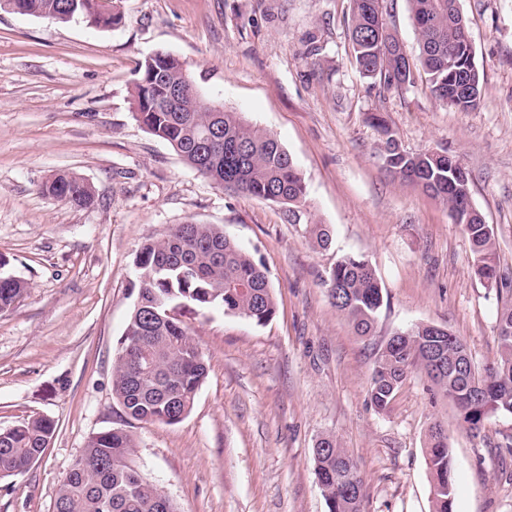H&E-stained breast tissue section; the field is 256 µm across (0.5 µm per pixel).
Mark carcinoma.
<instances>
[{"mask_svg":"<svg viewBox=\"0 0 512 512\" xmlns=\"http://www.w3.org/2000/svg\"><path fill=\"white\" fill-rule=\"evenodd\" d=\"M7 2L11 12L21 15L59 22L83 16L100 25L82 8L72 9L80 0ZM409 3L418 40L413 65L402 56L387 58L381 48L377 29L389 16L387 0H353L349 38L360 73L388 89H401L423 77L436 100L461 110L477 108L483 75L474 68L475 50L457 0ZM185 73L183 63L169 52L146 58L134 86L136 119L218 187L280 203L296 215L307 201L302 174L274 136L245 123L239 113L223 112L219 123L224 143L204 161L203 142L217 122L201 96L187 90ZM461 81L472 83L474 95L457 92ZM372 125L387 134L382 140L383 159L389 160L393 176L421 188L454 215L461 202L448 192V157L430 151L405 152L383 118H373ZM57 181V186L44 184L43 193L78 208L95 203V187L83 178L59 173ZM462 229L474 255L475 276L496 287L502 302L497 314L499 360L481 373L459 337L450 332L436 337L430 325L419 324L393 334L380 347L368 397L375 410H386L411 370L417 369L436 393L454 404L461 425L477 438L491 416H512V279L497 264L495 230L484 223L482 214L475 212ZM309 233L319 248L331 244L328 225L312 224ZM134 265L136 299L113 366L112 397L130 419L175 425L192 411L208 368L182 320L156 318L153 312L186 304L199 310L221 308L226 314L264 324L276 314V299L266 270L219 224H178L164 238L145 242ZM327 285L332 304L355 334L373 335L384 302L375 269L363 259L345 257L331 268ZM26 291L24 280L0 268V311ZM55 432V422L47 417L0 429V479L26 471L31 460L42 457ZM136 451L135 438L123 428L89 436L60 486L55 512H179L171 498L161 496L154 481L135 477ZM313 461L328 512H362L363 478L335 436L316 441ZM426 461L433 512H454L452 454L440 421L429 428Z\"/></svg>","mask_w":512,"mask_h":512,"instance_id":"carcinoma-1","label":"carcinoma"}]
</instances>
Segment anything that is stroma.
<instances>
[{"mask_svg":"<svg viewBox=\"0 0 512 512\" xmlns=\"http://www.w3.org/2000/svg\"><path fill=\"white\" fill-rule=\"evenodd\" d=\"M458 3L484 75L483 102L469 111L437 101L422 80L396 90L363 77L351 0H121L113 30L0 10V257L28 284L0 312V428L57 423L41 459L0 481V512H52L87 437L121 426L180 512H327L312 460L326 434L364 476V512H432L425 444L438 419L454 512H512V457L496 451L512 440L511 416L471 437L416 371L385 411L367 396L380 345L418 324L459 336L478 367L500 356V304L473 273L461 225L390 176L370 123L382 114L406 151L461 163L512 273V0ZM158 50L280 141L307 185L299 222L278 203L216 187L136 120L133 87ZM59 171L93 184L97 201L45 195ZM185 222L223 225L266 267L277 311L259 325L182 309L208 363L195 405L175 425L128 421L112 368L136 299L134 260ZM312 223L331 225L329 249L314 245ZM347 255L368 260L388 296L368 338L325 285Z\"/></svg>","mask_w":512,"mask_h":512,"instance_id":"stroma-1","label":"stroma"}]
</instances>
